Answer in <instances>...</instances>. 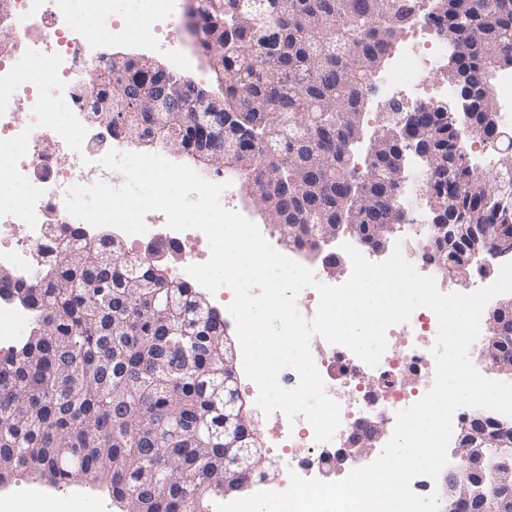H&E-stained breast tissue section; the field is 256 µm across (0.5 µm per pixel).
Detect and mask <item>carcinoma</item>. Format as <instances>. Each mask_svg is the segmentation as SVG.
<instances>
[{
	"label": "carcinoma",
	"mask_w": 512,
	"mask_h": 512,
	"mask_svg": "<svg viewBox=\"0 0 512 512\" xmlns=\"http://www.w3.org/2000/svg\"><path fill=\"white\" fill-rule=\"evenodd\" d=\"M416 0H196L188 25L198 50L217 49L222 111L205 112L191 80L138 59L102 56L122 105L97 117L138 144L172 141L205 164L230 160L252 181L253 201L301 249L351 226L395 224L399 185L387 178L404 150L424 146L435 166L427 193L464 237L434 249L450 278L493 261L494 224L512 225V128L499 122L494 79L512 68V0H436L457 49L446 78L469 104L466 123L499 155L474 174L457 142L461 118L416 106L368 127L364 92ZM185 96L155 123L143 95L166 82ZM362 165L363 173L356 172ZM179 300L170 310L161 298ZM159 296L156 301L151 297ZM33 316L17 344L0 347V480L36 472L55 487L106 485L121 512H216L224 500V319L169 267L155 266L108 232L58 239L51 265L12 293Z\"/></svg>",
	"instance_id": "cac0c4a2"
}]
</instances>
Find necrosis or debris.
<instances>
[{"mask_svg": "<svg viewBox=\"0 0 512 512\" xmlns=\"http://www.w3.org/2000/svg\"><path fill=\"white\" fill-rule=\"evenodd\" d=\"M80 0H0V25L14 32L18 43H0V182L22 193L20 204L0 205V269L9 270L13 286H27L50 258L48 227L58 234L76 228L94 237L98 228L71 215L65 206L69 190L103 181H120V172L100 163L109 150L127 152L119 135L97 127L87 110L88 98L75 89L90 36L78 24ZM92 12L116 41L139 38L150 43L165 39L176 43L173 21L180 0H149V15L139 33L121 22L113 0H89ZM427 15H419L402 44L389 56V65L375 81L379 96L397 95L415 103L452 99L454 87L431 85L427 76L448 59V42L427 43L423 32L430 27ZM166 216L155 212L145 233L130 236L131 246L154 245L176 251L182 266L206 262L197 246L203 232H182L167 227ZM437 319L426 308L417 309L409 322L390 327L387 349L376 367H369L347 347L313 336L310 350L324 380L326 394L340 406V424L331 441L316 442L304 417H280L270 436L272 447L288 455L286 471L310 478L327 469L329 458L343 448L353 428L367 420L391 425L398 410L419 400L431 387L435 359L431 348Z\"/></svg>", "mask_w": 512, "mask_h": 512, "instance_id": "obj_1", "label": "necrosis or debris"}]
</instances>
